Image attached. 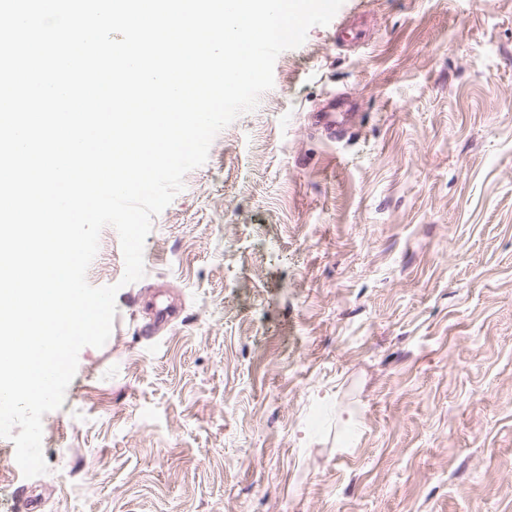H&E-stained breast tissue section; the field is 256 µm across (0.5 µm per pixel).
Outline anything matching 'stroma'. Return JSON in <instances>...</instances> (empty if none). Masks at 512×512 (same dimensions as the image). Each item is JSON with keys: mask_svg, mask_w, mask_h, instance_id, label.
<instances>
[{"mask_svg": "<svg viewBox=\"0 0 512 512\" xmlns=\"http://www.w3.org/2000/svg\"><path fill=\"white\" fill-rule=\"evenodd\" d=\"M100 244L113 329L47 473L0 438L34 512H512V0H344L154 217L144 278Z\"/></svg>", "mask_w": 512, "mask_h": 512, "instance_id": "1", "label": "stroma"}]
</instances>
